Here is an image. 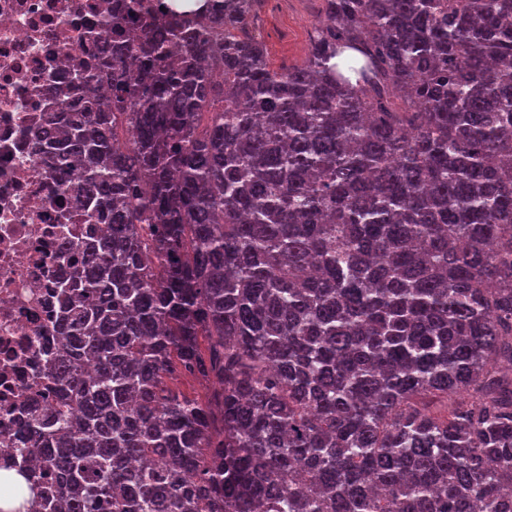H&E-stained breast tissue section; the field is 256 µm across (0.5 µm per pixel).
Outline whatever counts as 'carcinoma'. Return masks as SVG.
Segmentation results:
<instances>
[{"label": "carcinoma", "instance_id": "carcinoma-1", "mask_svg": "<svg viewBox=\"0 0 512 512\" xmlns=\"http://www.w3.org/2000/svg\"><path fill=\"white\" fill-rule=\"evenodd\" d=\"M258 2L117 0L35 136L109 223L11 512H512V0H323L286 71Z\"/></svg>", "mask_w": 512, "mask_h": 512}]
</instances>
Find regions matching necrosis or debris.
<instances>
[{
  "label": "necrosis or debris",
  "mask_w": 512,
  "mask_h": 512,
  "mask_svg": "<svg viewBox=\"0 0 512 512\" xmlns=\"http://www.w3.org/2000/svg\"><path fill=\"white\" fill-rule=\"evenodd\" d=\"M109 2L0 0V434L50 398L42 369L58 348L54 282L86 256L76 201L29 131L55 109L46 84L102 55L106 41L82 33Z\"/></svg>",
  "instance_id": "4bbe7bcc"
}]
</instances>
